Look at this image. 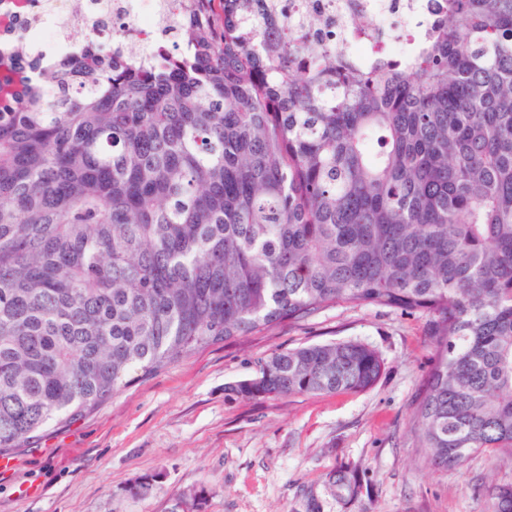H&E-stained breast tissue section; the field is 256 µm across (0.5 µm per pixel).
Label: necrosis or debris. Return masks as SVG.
I'll return each instance as SVG.
<instances>
[{
  "label": "necrosis or debris",
  "mask_w": 512,
  "mask_h": 512,
  "mask_svg": "<svg viewBox=\"0 0 512 512\" xmlns=\"http://www.w3.org/2000/svg\"><path fill=\"white\" fill-rule=\"evenodd\" d=\"M190 0H87L82 12L70 0H49L43 13L22 30L28 47L52 59L74 51L85 37L110 40L120 23L122 46L136 61L158 63L161 31H175L190 11ZM292 17L316 16L336 28L338 48L357 62L402 60L414 36L433 18L431 0H295Z\"/></svg>",
  "instance_id": "obj_1"
}]
</instances>
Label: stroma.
Instances as JSON below:
<instances>
[{
  "label": "stroma",
  "mask_w": 512,
  "mask_h": 512,
  "mask_svg": "<svg viewBox=\"0 0 512 512\" xmlns=\"http://www.w3.org/2000/svg\"><path fill=\"white\" fill-rule=\"evenodd\" d=\"M347 340L384 360L370 389L225 393L276 350ZM435 357L428 315L356 304L195 349L12 451L0 512H186L198 490L205 512H485L490 486L512 482L511 459L480 450L437 470L415 446ZM146 474L152 491L129 496Z\"/></svg>",
  "instance_id": "stroma-1"
}]
</instances>
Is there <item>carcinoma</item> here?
<instances>
[{"label": "carcinoma", "mask_w": 512, "mask_h": 512, "mask_svg": "<svg viewBox=\"0 0 512 512\" xmlns=\"http://www.w3.org/2000/svg\"><path fill=\"white\" fill-rule=\"evenodd\" d=\"M196 2L157 68L0 54V454L133 372L352 303L431 316L429 464L512 457V0H439L410 59L369 67L286 0ZM264 362L228 391L384 371L352 340Z\"/></svg>", "instance_id": "carcinoma-1"}]
</instances>
